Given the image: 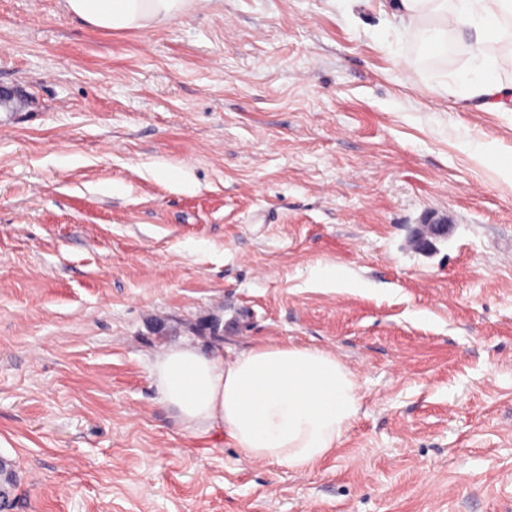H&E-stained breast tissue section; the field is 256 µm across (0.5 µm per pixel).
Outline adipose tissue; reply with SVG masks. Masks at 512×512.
<instances>
[{
  "label": "adipose tissue",
  "instance_id": "obj_1",
  "mask_svg": "<svg viewBox=\"0 0 512 512\" xmlns=\"http://www.w3.org/2000/svg\"><path fill=\"white\" fill-rule=\"evenodd\" d=\"M188 0H65L68 14L86 24L123 30L168 24ZM406 30L428 34L446 49L449 31H468L466 50L478 71L467 83L484 106L504 104L493 73L496 46L512 45V0H399ZM163 402L189 429H221L244 461H271L295 471L311 468L336 448L360 409L348 368L324 350L259 346L233 359L182 344L162 349L150 367Z\"/></svg>",
  "mask_w": 512,
  "mask_h": 512
}]
</instances>
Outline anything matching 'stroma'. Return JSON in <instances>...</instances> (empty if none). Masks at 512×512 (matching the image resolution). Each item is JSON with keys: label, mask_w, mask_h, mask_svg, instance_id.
Instances as JSON below:
<instances>
[{"label": "stroma", "mask_w": 512, "mask_h": 512, "mask_svg": "<svg viewBox=\"0 0 512 512\" xmlns=\"http://www.w3.org/2000/svg\"><path fill=\"white\" fill-rule=\"evenodd\" d=\"M394 6L191 0L107 31L0 0L27 98L0 107V512H512V112ZM186 342L326 350L358 418L307 471L245 462L160 400L150 364ZM448 234V224L437 221L432 224H424L413 236L415 246L418 250L427 251L432 247L430 238L445 237Z\"/></svg>", "instance_id": "35a3bbf8"}]
</instances>
